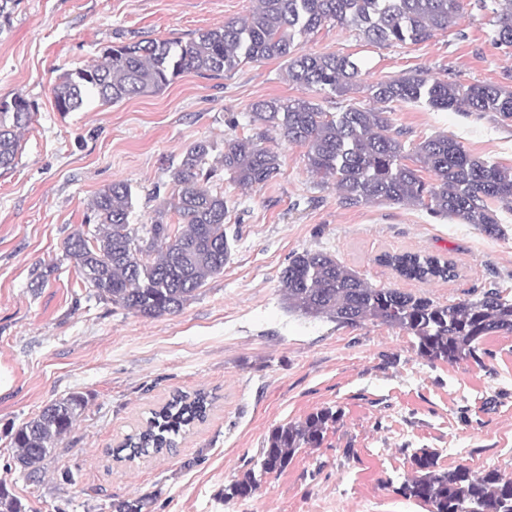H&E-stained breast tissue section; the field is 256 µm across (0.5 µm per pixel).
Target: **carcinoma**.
<instances>
[{
    "label": "carcinoma",
    "mask_w": 512,
    "mask_h": 512,
    "mask_svg": "<svg viewBox=\"0 0 512 512\" xmlns=\"http://www.w3.org/2000/svg\"><path fill=\"white\" fill-rule=\"evenodd\" d=\"M21 0H0V30L10 25ZM497 42L512 48V0H495ZM463 0H255L249 15L201 30L190 40L153 39L113 45L98 64L64 72L52 87L58 112H75L92 98L117 104L157 94L184 72L217 77L242 63L283 59L288 81L307 89L341 94L360 90L362 69L350 54L307 52L295 37L328 24L356 28L370 43H423L457 25ZM371 106L349 104L326 112L310 99H261L252 104V122L263 130L224 145L220 165L248 190L269 182L280 169L277 152L263 145L271 131L306 149L309 172L335 181L343 203H392L423 207L440 218H457L489 235L502 233L495 201L512 210V167L490 164L471 154L454 136L438 133L405 151L408 131L396 128L387 104L425 101L451 112H494L512 122V90L503 86L449 82L425 72L378 79L367 85ZM35 107L16 94L0 99V168L14 165L23 132ZM210 145L186 147L171 170L175 192L163 206L181 223L135 226L131 186L115 181L92 200L97 218L89 235L74 232L65 242L85 287L95 297L143 317L180 311L204 282L224 271L231 244L224 228V195L208 187L217 169L207 165ZM429 173L426 178L423 173ZM381 261L399 276L422 283L456 277L451 260L421 253H385ZM288 309L356 327L379 320L418 339V354L429 363L456 364L472 357L495 334L512 333V300L493 288L475 301L441 305L398 288L373 285L333 256L305 252L292 256L281 276ZM214 397L198 390L178 392L150 413L138 430L113 449L118 459L173 452L190 427L203 422ZM87 405L73 393L45 406L11 437L13 458L26 478L46 474L45 461L71 433ZM338 414L322 409L305 420L274 428L267 446L230 497L256 490L263 476L282 471L300 449L321 444ZM434 453L413 455V469L398 488L429 512H512V480L466 467L436 469ZM116 512H142L143 496L112 504ZM0 512H23L18 498L0 486Z\"/></svg>",
    "instance_id": "obj_1"
}]
</instances>
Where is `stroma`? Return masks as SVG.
Here are the masks:
<instances>
[{"mask_svg": "<svg viewBox=\"0 0 512 512\" xmlns=\"http://www.w3.org/2000/svg\"><path fill=\"white\" fill-rule=\"evenodd\" d=\"M254 0H21L0 33V98L36 105L16 165L0 169V484L25 512H111L112 502L150 497L148 512H427L397 492L412 456L428 448L439 469L494 471L512 480V334L483 341L476 358L431 364L415 336L378 321L344 327L286 310L281 273L290 256L324 252L377 285L448 305L491 288L512 297V212L498 208L489 235L422 207L342 203L334 184L308 171L305 150L270 132L282 163L252 191L219 172L231 256L174 314L142 317L91 297L64 251L93 223L95 195L130 184L132 221L177 223L162 209L171 167L192 142L217 161L227 140L260 127L261 99L308 98L329 112L364 105L289 82L283 60L246 63L207 79L178 76L163 92L118 104L93 101L56 111L51 89L111 45L196 32L247 15ZM304 50L340 51L362 66L365 84L424 71L464 85L512 88V48L495 43L494 15L464 0L458 31L424 43L364 42L352 27L327 25L300 37ZM392 118L416 143L454 135L474 156L512 166V125L490 112L437 111L394 103ZM452 260L447 282L400 278L383 253ZM203 389L215 402L175 452L132 462L110 450L149 409L177 392ZM79 392L88 405L46 465L41 483L14 464L10 433L45 405ZM339 418L317 448L299 451L245 498H225L270 431L321 409Z\"/></svg>", "mask_w": 512, "mask_h": 512, "instance_id": "1", "label": "stroma"}]
</instances>
